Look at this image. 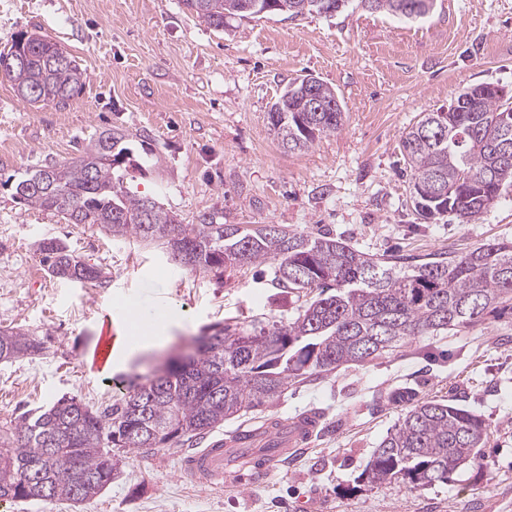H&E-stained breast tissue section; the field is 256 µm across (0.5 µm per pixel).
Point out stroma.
Wrapping results in <instances>:
<instances>
[{
    "label": "stroma",
    "instance_id": "stroma-1",
    "mask_svg": "<svg viewBox=\"0 0 512 512\" xmlns=\"http://www.w3.org/2000/svg\"><path fill=\"white\" fill-rule=\"evenodd\" d=\"M48 35L88 79L62 108L19 100L0 77V327L50 333L47 350L0 363V426L77 396L101 409L119 380L151 375L205 329L253 328L294 318L296 295L271 265L192 270L100 228L19 203L6 180L78 157L106 129L146 135V171L125 172L129 190L195 223L282 224L327 231L380 255L460 254L512 241V188L480 220L418 219L399 150L425 112H444L464 88L512 90V0H436L421 19L357 4L333 16L271 14L209 27L180 0H0V48L22 31ZM314 75L336 88L344 128L306 150L284 149L268 119L289 81ZM60 240L109 274L102 282L53 277L36 243ZM166 312L164 341L98 373L88 359L104 322L126 336V311ZM463 406L490 426L471 464L447 482L413 489L364 477L379 443L405 412L390 391ZM319 411L310 445L271 475L243 472L245 490L204 489L180 469L182 445L128 454L99 496L70 505L1 501L0 512H512V319L487 317L444 336L316 380L289 385L265 417Z\"/></svg>",
    "mask_w": 512,
    "mask_h": 512
}]
</instances>
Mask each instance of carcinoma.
I'll return each instance as SVG.
<instances>
[{"label":"carcinoma","mask_w":512,"mask_h":512,"mask_svg":"<svg viewBox=\"0 0 512 512\" xmlns=\"http://www.w3.org/2000/svg\"><path fill=\"white\" fill-rule=\"evenodd\" d=\"M234 0H182L202 22L228 31L252 14L231 11ZM427 0H371L367 10L410 19ZM288 17L320 13L314 0H288ZM38 31L0 50V74L31 104L65 106L84 88L77 61ZM314 97L328 112H307L303 99L280 95L269 112L283 147L310 148L322 134L343 129L346 113L336 89L322 81ZM504 96L481 83L461 91L446 112H424L405 131L400 151L409 170L410 197L423 220L455 215L481 218L512 185V112ZM139 170L123 132L105 131L72 161L28 170L14 184L25 206L53 211L70 224H96L112 240L133 239L161 248L190 269L274 264L278 285L305 298L298 315L260 330L239 323L218 327L184 362L174 361L157 383L138 375L99 411L79 398L61 397L38 412L0 427V499L78 504L118 478L116 451L192 444L224 424L278 401L290 383L338 367L361 364L402 348L417 336H438L512 312V242L494 241L462 255L413 264L394 254L376 257L329 233L309 235L281 224H226L224 214L202 213L194 224L173 220L152 198L124 185L123 159ZM48 272L85 282L105 271L59 240L38 241ZM315 297H310L313 292ZM45 350L44 338L22 326L0 329V362ZM408 410L376 448L364 475L372 483L424 488L476 459L488 438L481 416L450 402L418 399L412 387L390 393Z\"/></svg>","instance_id":"cac0c4a2"}]
</instances>
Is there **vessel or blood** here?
<instances>
[{
    "instance_id": "b4317fda",
    "label": "vessel or blood",
    "mask_w": 512,
    "mask_h": 512,
    "mask_svg": "<svg viewBox=\"0 0 512 512\" xmlns=\"http://www.w3.org/2000/svg\"><path fill=\"white\" fill-rule=\"evenodd\" d=\"M319 421L317 414L306 413L289 422L274 419L252 429L250 438L254 443L268 441L274 445L273 451L259 463L263 472L271 473L289 451L309 441ZM242 444L239 434H226L187 456L182 462V470L204 487L218 486L227 479H240V471L233 468V459L239 453Z\"/></svg>"
}]
</instances>
